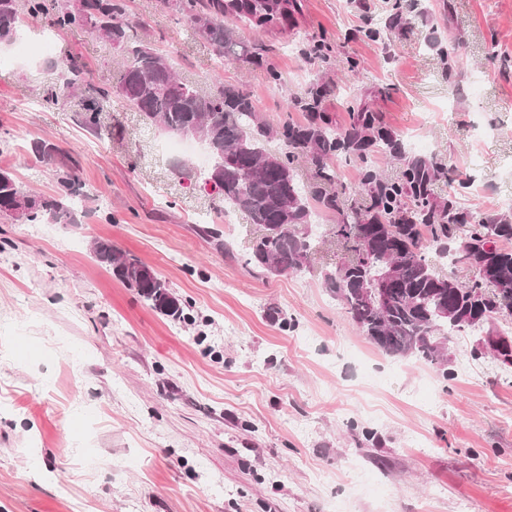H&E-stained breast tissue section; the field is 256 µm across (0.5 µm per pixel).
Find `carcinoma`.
Returning a JSON list of instances; mask_svg holds the SVG:
<instances>
[{"label": "carcinoma", "instance_id": "1", "mask_svg": "<svg viewBox=\"0 0 512 512\" xmlns=\"http://www.w3.org/2000/svg\"><path fill=\"white\" fill-rule=\"evenodd\" d=\"M175 10L193 33L211 42L226 61L251 63L259 56L240 39V28L292 27L300 13L299 0H253L246 11H234L229 0H163ZM45 16L57 29H89L123 50L128 58L115 87L97 90L85 114V124L94 128L99 112L117 93L140 112L146 124L177 134L194 126L201 129L213 152L224 154V168L209 170L204 180L223 196L224 205L244 213L253 224L274 230L261 234L252 245L248 263L271 274L299 272L309 263L314 245L300 225L310 224V201L327 210L339 209L336 194L324 185L336 179L333 159L345 154L363 168L359 188L367 192L371 205L353 211L352 220L336 225V238L350 245L348 263L324 275L325 287L371 343L388 355L415 359L442 367L448 340L466 329L487 326L481 340L512 341V334L492 324L491 317H478L476 301L494 306L503 294L512 295V217L506 214L474 219L459 195L464 183L448 178V202L441 206L430 197V185L445 175V169L421 159H405L402 177L381 176L371 165V156L387 151L404 159L401 144L382 124L376 112L349 113L350 125L341 131L320 111L322 86L310 87L297 100L305 119L285 123L288 152L276 154L266 148L279 131L261 120L249 94L237 86L219 83L208 96L199 94L176 73L175 59L155 53L139 41L125 18L124 0H0V42L12 40L20 26L21 12ZM57 68L68 83L77 80L81 64L72 57L61 59ZM38 156L55 162L63 156L57 145L41 141ZM306 156L313 167L316 189L308 192L297 179L295 153ZM64 194L22 204L26 197L12 174L0 168V212L16 214L30 224H75L74 203L81 195L77 178H60ZM434 249L450 265L474 268L488 263L489 277L471 285L461 284L453 272L442 274L425 253ZM93 254L112 270V275L136 289L140 297L163 315L179 320L183 308L167 285L146 279L148 267L125 256L109 240L94 243ZM396 276L387 287L388 304L383 310L368 307L359 289L369 284L387 262Z\"/></svg>", "mask_w": 512, "mask_h": 512}]
</instances>
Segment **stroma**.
I'll return each instance as SVG.
<instances>
[{
	"instance_id": "stroma-1",
	"label": "stroma",
	"mask_w": 512,
	"mask_h": 512,
	"mask_svg": "<svg viewBox=\"0 0 512 512\" xmlns=\"http://www.w3.org/2000/svg\"><path fill=\"white\" fill-rule=\"evenodd\" d=\"M300 4L287 32L241 29L259 63L222 65L162 0H126L139 39L179 49L200 93L236 85L279 127L323 84L334 126L379 113L404 158L469 180L476 218L504 213L512 0ZM317 41L326 61L305 54ZM65 55L84 66L73 85L56 68ZM126 63L45 17L0 44V167L31 196H58L69 171L84 193L78 223L47 235L0 213V512H512V369L472 359L480 330L448 341L442 371L392 358L324 284L345 256L333 226L369 203L360 163L334 160L340 209L314 208L307 267L259 272L246 261L262 228L205 185L200 142L117 97L85 126L92 89ZM42 140L68 160L41 161ZM97 238L155 271L185 321L106 270Z\"/></svg>"
}]
</instances>
